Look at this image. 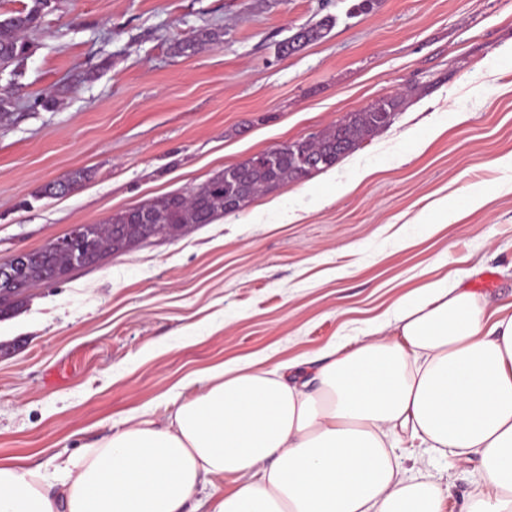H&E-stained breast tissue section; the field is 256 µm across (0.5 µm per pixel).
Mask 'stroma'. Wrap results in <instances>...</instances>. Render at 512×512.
<instances>
[{"mask_svg": "<svg viewBox=\"0 0 512 512\" xmlns=\"http://www.w3.org/2000/svg\"><path fill=\"white\" fill-rule=\"evenodd\" d=\"M48 0L30 49L0 69V263L74 224L206 182L404 93L387 129L331 169L259 194L55 285L0 316V460L59 452L149 412L193 372L279 361L353 335L451 270L512 302V0ZM332 16L288 56L297 28ZM218 32L194 53L193 32ZM441 124L426 148L410 138ZM369 174L337 195L355 171ZM77 169L61 197L42 188ZM481 186L485 204L471 208ZM453 223L419 224L440 200ZM461 512L478 461L418 455ZM333 27V20L326 16L315 24H307L298 28L291 36L279 44V52L288 55L301 48L324 39Z\"/></svg>", "mask_w": 512, "mask_h": 512, "instance_id": "obj_1", "label": "stroma"}]
</instances>
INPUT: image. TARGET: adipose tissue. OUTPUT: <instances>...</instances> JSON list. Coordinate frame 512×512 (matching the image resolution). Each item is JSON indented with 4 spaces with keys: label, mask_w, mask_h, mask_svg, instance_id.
<instances>
[{
    "label": "adipose tissue",
    "mask_w": 512,
    "mask_h": 512,
    "mask_svg": "<svg viewBox=\"0 0 512 512\" xmlns=\"http://www.w3.org/2000/svg\"><path fill=\"white\" fill-rule=\"evenodd\" d=\"M172 409L86 445L53 474L0 461V512H447L449 487L396 450L480 462L463 512H512V307L452 271L318 354L209 368Z\"/></svg>",
    "instance_id": "1"
}]
</instances>
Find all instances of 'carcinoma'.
Wrapping results in <instances>:
<instances>
[{
    "mask_svg": "<svg viewBox=\"0 0 512 512\" xmlns=\"http://www.w3.org/2000/svg\"><path fill=\"white\" fill-rule=\"evenodd\" d=\"M37 16L38 9L33 8L0 19V66L7 67L24 59L28 50L24 32L34 27ZM332 27L333 20L329 16L315 24L304 25L279 44V52L288 55L320 41ZM218 38L216 32L200 30L181 43L178 51L194 52ZM403 103L400 96L381 98L371 107L347 114L317 135L272 148L274 158L270 162L264 160L262 153L250 157L237 165L232 179L223 171L190 193L167 194L113 214L100 224H87L83 237L75 245L86 248L99 260L109 253H122L151 237L171 235L188 224H211L221 215L241 210L263 191L334 167L365 137L389 127ZM303 156L311 162L306 171L299 167V159ZM86 177L84 170L73 171L63 179L47 184L44 194L67 193ZM36 254L39 261L20 278L15 290L0 298V304L21 295L42 281L46 274L70 272L69 255L51 244L40 247Z\"/></svg>",
    "mask_w": 512,
    "mask_h": 512,
    "instance_id": "1",
    "label": "carcinoma"
}]
</instances>
